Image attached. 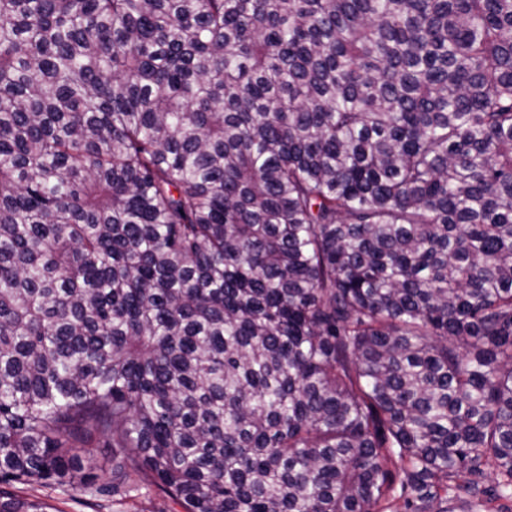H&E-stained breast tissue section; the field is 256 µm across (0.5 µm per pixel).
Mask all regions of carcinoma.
Masks as SVG:
<instances>
[{
  "label": "carcinoma",
  "instance_id": "obj_1",
  "mask_svg": "<svg viewBox=\"0 0 512 512\" xmlns=\"http://www.w3.org/2000/svg\"><path fill=\"white\" fill-rule=\"evenodd\" d=\"M0 484L511 499L512 0H0Z\"/></svg>",
  "mask_w": 512,
  "mask_h": 512
}]
</instances>
